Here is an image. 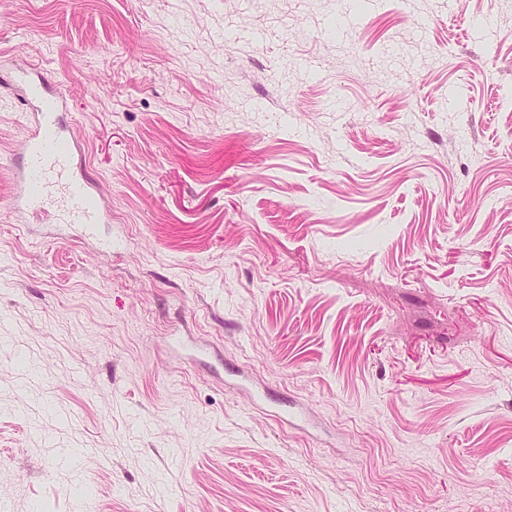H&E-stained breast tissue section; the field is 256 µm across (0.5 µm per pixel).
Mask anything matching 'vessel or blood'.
Segmentation results:
<instances>
[{
	"label": "vessel or blood",
	"mask_w": 512,
	"mask_h": 512,
	"mask_svg": "<svg viewBox=\"0 0 512 512\" xmlns=\"http://www.w3.org/2000/svg\"><path fill=\"white\" fill-rule=\"evenodd\" d=\"M24 98L36 110L26 144V162L16 184L15 200L25 213L53 210L57 223L80 228L90 236L110 216V206L97 184L78 167L82 145L61 123L59 113L67 101L49 91L43 75L18 72Z\"/></svg>",
	"instance_id": "vessel-or-blood-1"
}]
</instances>
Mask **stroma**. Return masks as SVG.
Here are the masks:
<instances>
[{
  "label": "stroma",
  "mask_w": 512,
  "mask_h": 512,
  "mask_svg": "<svg viewBox=\"0 0 512 512\" xmlns=\"http://www.w3.org/2000/svg\"><path fill=\"white\" fill-rule=\"evenodd\" d=\"M352 7L0 0V512H512V0ZM34 75L27 69L18 71L24 98L34 106L36 118L26 144V162L16 183V203L27 214L51 208L55 223L93 235L96 225L109 218L110 205L85 169L77 167L75 159L82 145L59 117L66 98L56 90L50 93L45 77L38 72Z\"/></svg>",
  "instance_id": "1"
}]
</instances>
